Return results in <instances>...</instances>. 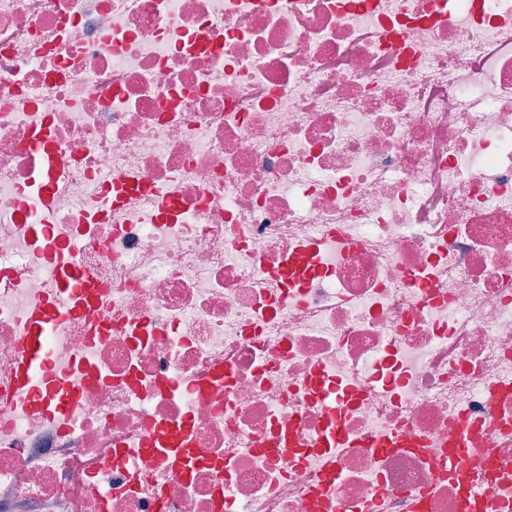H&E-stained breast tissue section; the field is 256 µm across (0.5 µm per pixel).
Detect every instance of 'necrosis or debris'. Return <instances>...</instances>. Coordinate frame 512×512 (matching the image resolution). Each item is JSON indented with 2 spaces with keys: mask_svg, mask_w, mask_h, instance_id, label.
<instances>
[{
  "mask_svg": "<svg viewBox=\"0 0 512 512\" xmlns=\"http://www.w3.org/2000/svg\"><path fill=\"white\" fill-rule=\"evenodd\" d=\"M67 265L57 412L16 377ZM471 483L512 512V0H0V512H461ZM473 430L465 427L460 429L452 438L449 448H451L452 467H462L466 463L467 449L470 446Z\"/></svg>",
  "mask_w": 512,
  "mask_h": 512,
  "instance_id": "1",
  "label": "necrosis or debris"
}]
</instances>
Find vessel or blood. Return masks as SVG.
Listing matches in <instances>:
<instances>
[{
	"mask_svg": "<svg viewBox=\"0 0 512 512\" xmlns=\"http://www.w3.org/2000/svg\"><path fill=\"white\" fill-rule=\"evenodd\" d=\"M59 291L69 297L68 308L58 307L55 302H46L33 316L29 332L24 341V359L19 367L17 385L24 393H31L36 374L43 368L46 360L44 336L64 316L66 309H78L79 304L74 297L82 288L88 287L90 278L87 273L76 269H64L58 272ZM472 431L470 428L460 429L450 442L451 464L453 467L463 466L467 459Z\"/></svg>",
	"mask_w": 512,
	"mask_h": 512,
	"instance_id": "b4317fda",
	"label": "vessel or blood"
}]
</instances>
